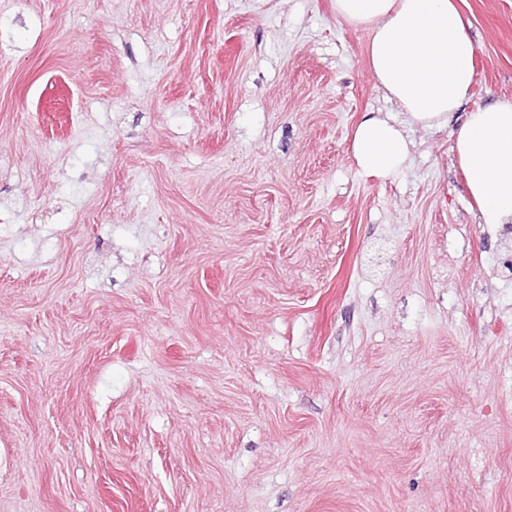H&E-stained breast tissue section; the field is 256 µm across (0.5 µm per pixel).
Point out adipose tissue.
Listing matches in <instances>:
<instances>
[{"mask_svg":"<svg viewBox=\"0 0 512 512\" xmlns=\"http://www.w3.org/2000/svg\"><path fill=\"white\" fill-rule=\"evenodd\" d=\"M338 17L369 32L371 71L390 102L426 129L446 125L472 97L476 49L460 0H334ZM453 151L481 224H512V99L463 112ZM358 168L385 179L410 158L389 116L367 113L351 141Z\"/></svg>","mask_w":512,"mask_h":512,"instance_id":"1","label":"adipose tissue"}]
</instances>
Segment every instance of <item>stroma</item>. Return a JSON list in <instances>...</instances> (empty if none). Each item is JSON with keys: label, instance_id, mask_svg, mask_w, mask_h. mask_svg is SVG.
Instances as JSON below:
<instances>
[{"label": "stroma", "instance_id": "obj_1", "mask_svg": "<svg viewBox=\"0 0 512 512\" xmlns=\"http://www.w3.org/2000/svg\"><path fill=\"white\" fill-rule=\"evenodd\" d=\"M462 11L512 98V0ZM367 42L332 0H0V512H512L504 243ZM358 168L379 179L400 172L410 158V143L388 115L368 112L358 123L351 141Z\"/></svg>", "mask_w": 512, "mask_h": 512}]
</instances>
